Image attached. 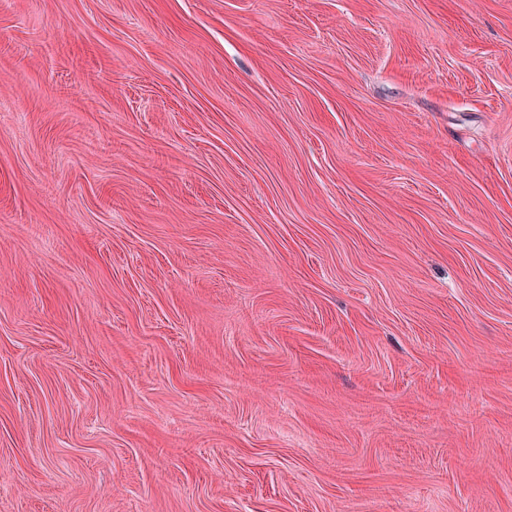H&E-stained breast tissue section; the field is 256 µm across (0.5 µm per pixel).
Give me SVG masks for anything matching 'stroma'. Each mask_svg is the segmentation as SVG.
<instances>
[{"label":"stroma","mask_w":512,"mask_h":512,"mask_svg":"<svg viewBox=\"0 0 512 512\" xmlns=\"http://www.w3.org/2000/svg\"><path fill=\"white\" fill-rule=\"evenodd\" d=\"M0 512H512V0H0Z\"/></svg>","instance_id":"stroma-1"}]
</instances>
